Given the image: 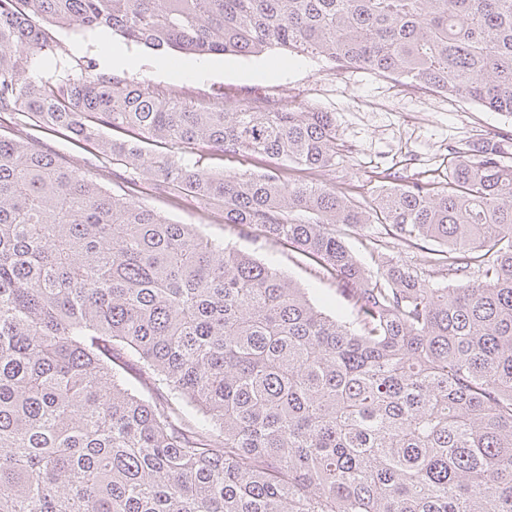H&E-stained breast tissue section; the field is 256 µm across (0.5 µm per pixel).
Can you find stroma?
Here are the masks:
<instances>
[{
	"label": "stroma",
	"mask_w": 512,
	"mask_h": 512,
	"mask_svg": "<svg viewBox=\"0 0 512 512\" xmlns=\"http://www.w3.org/2000/svg\"><path fill=\"white\" fill-rule=\"evenodd\" d=\"M52 36L68 58L99 59L101 71L129 80H148L161 88L179 90L184 101L201 106L216 97L234 99L253 89L280 98L284 104L310 112H331L336 119L339 150L334 166L313 177L314 182L348 189L358 202L371 200L379 190L416 180L448 179L452 146L479 138L497 139L512 131V118L463 98L420 90L364 69L336 71L320 58L270 48L256 56H212L206 74L194 73L198 58L171 52L169 61L152 50L126 42L107 28L74 31L52 28ZM121 46L133 58L131 66L103 63L104 42ZM32 140L39 147L63 153L81 171L101 173V183L121 195L125 186L112 176L110 158L62 135L35 127ZM201 161L216 173L269 170L289 174L287 161L245 154L230 158L201 149ZM137 201L181 224H195L210 237L280 269L330 314H342L343 302L332 281L318 274L288 246L266 239L260 232L240 231L226 224L211 208L187 199L180 202L156 195L143 180Z\"/></svg>",
	"instance_id": "1"
}]
</instances>
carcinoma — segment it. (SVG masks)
I'll use <instances>...</instances> for the list:
<instances>
[{"label":"carcinoma","instance_id":"carcinoma-1","mask_svg":"<svg viewBox=\"0 0 512 512\" xmlns=\"http://www.w3.org/2000/svg\"><path fill=\"white\" fill-rule=\"evenodd\" d=\"M109 28L159 54L272 47L512 117V0H0V512H512V165L454 147L448 182L365 204L310 176L336 163L331 112L246 94L202 107L61 59L50 28ZM91 143L127 183L29 141ZM130 138L113 140L107 130ZM165 145L153 153L149 146ZM226 157L295 174H216ZM221 211L336 280L344 314L275 268L134 198ZM365 224L422 252L374 273ZM436 288L425 272L453 281ZM198 154L201 156L202 164L212 172H251L260 173L269 170L276 171L283 175L292 172V165L287 161L275 158H268L259 155L243 154L236 158L224 157L221 153L209 149H200ZM381 232V227L378 224H367L357 231L356 234L345 237L346 244L355 253L357 258L365 265L371 266L376 270V266L371 265L368 251L365 249L366 239L370 235H378Z\"/></svg>","mask_w":512,"mask_h":512}]
</instances>
